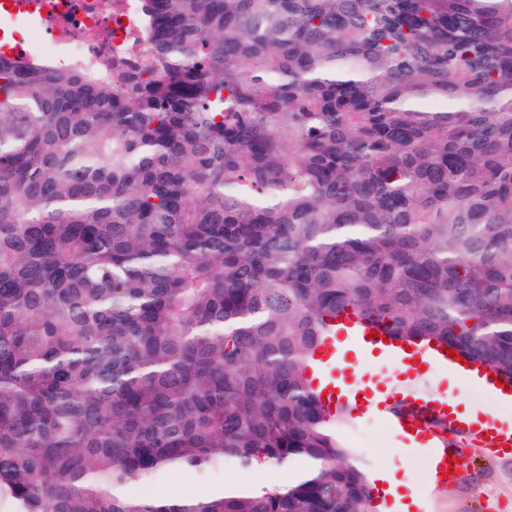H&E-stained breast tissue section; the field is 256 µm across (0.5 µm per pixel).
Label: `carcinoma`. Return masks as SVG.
Returning a JSON list of instances; mask_svg holds the SVG:
<instances>
[{
  "mask_svg": "<svg viewBox=\"0 0 512 512\" xmlns=\"http://www.w3.org/2000/svg\"><path fill=\"white\" fill-rule=\"evenodd\" d=\"M138 9L115 82L0 56V507L372 512L309 375L340 316L512 382V0ZM256 469H240L232 468L224 473H217L210 479L202 481L198 480L192 474L185 472H177L169 475L162 483L155 485L133 484L129 488V492L137 494H163V495H202L218 488L226 480H237L244 484L252 483L255 480ZM241 486L236 483H224V486L216 490L217 494L236 492Z\"/></svg>",
  "mask_w": 512,
  "mask_h": 512,
  "instance_id": "cac0c4a2",
  "label": "carcinoma"
}]
</instances>
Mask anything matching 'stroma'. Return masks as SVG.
Here are the masks:
<instances>
[{
	"mask_svg": "<svg viewBox=\"0 0 512 512\" xmlns=\"http://www.w3.org/2000/svg\"><path fill=\"white\" fill-rule=\"evenodd\" d=\"M412 379L421 391L442 394L450 390L471 405L490 412L500 409L491 395L459 383L449 372L426 375L418 370L413 372ZM339 435L366 474H374L382 467L404 468L420 495L418 512H512V451L489 448L468 434H459L455 438V452L461 456L462 464L446 484L434 487L430 484V453L403 448L390 419L371 410L367 403L351 406ZM230 479L249 484L254 481L255 472L232 468L205 481L177 472L159 484L131 485L129 491L202 495Z\"/></svg>",
	"mask_w": 512,
	"mask_h": 512,
	"instance_id": "1",
	"label": "stroma"
}]
</instances>
